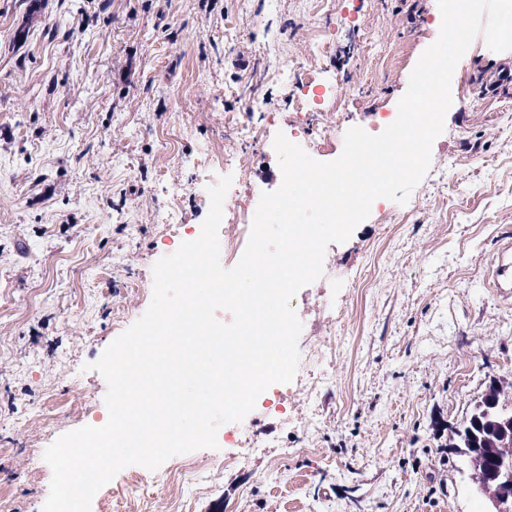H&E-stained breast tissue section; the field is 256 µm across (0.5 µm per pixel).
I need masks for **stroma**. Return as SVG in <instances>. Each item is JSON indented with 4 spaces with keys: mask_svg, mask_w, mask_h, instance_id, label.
<instances>
[{
    "mask_svg": "<svg viewBox=\"0 0 512 512\" xmlns=\"http://www.w3.org/2000/svg\"><path fill=\"white\" fill-rule=\"evenodd\" d=\"M442 22L437 0H0V503L42 512L63 434L108 419L93 364L147 311L154 265L195 240L220 177L279 188L274 148L224 128L258 97L275 137L301 85L336 92L304 123L370 128L397 111ZM330 41L315 55L314 31ZM512 50L477 37L451 81L431 164L387 223L372 204L290 305L299 362L241 440L123 468L91 512L139 479L153 512H489L451 426L512 387ZM484 104L473 109V90Z\"/></svg>",
    "mask_w": 512,
    "mask_h": 512,
    "instance_id": "1",
    "label": "stroma"
}]
</instances>
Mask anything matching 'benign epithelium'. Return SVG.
<instances>
[{"instance_id": "1", "label": "benign epithelium", "mask_w": 512, "mask_h": 512, "mask_svg": "<svg viewBox=\"0 0 512 512\" xmlns=\"http://www.w3.org/2000/svg\"><path fill=\"white\" fill-rule=\"evenodd\" d=\"M504 389L492 387L467 417L452 427L450 447L466 455L479 479L476 489L489 498L493 512H512V414L502 401Z\"/></svg>"}]
</instances>
